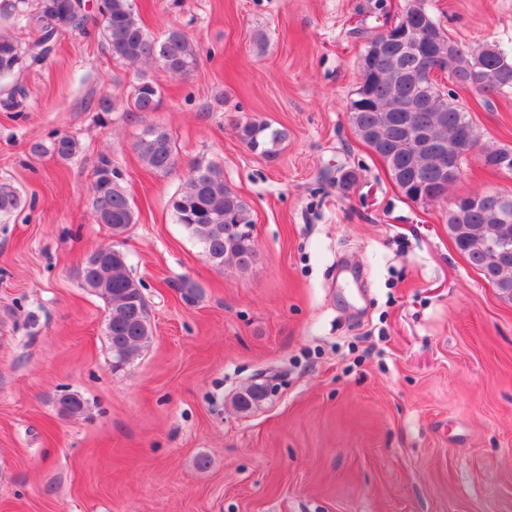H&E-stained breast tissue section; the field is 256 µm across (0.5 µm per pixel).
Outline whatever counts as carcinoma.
I'll list each match as a JSON object with an SVG mask.
<instances>
[{
    "label": "carcinoma",
    "instance_id": "obj_1",
    "mask_svg": "<svg viewBox=\"0 0 512 512\" xmlns=\"http://www.w3.org/2000/svg\"><path fill=\"white\" fill-rule=\"evenodd\" d=\"M70 0H36L27 7L26 0H15L11 14L16 22L36 34L34 41L21 47L8 36L0 35V81L12 77L19 69L45 62L58 40L70 31H84L88 26L86 3L78 4L70 15ZM425 14L428 23L418 30L422 43L437 40L450 45L458 73V86L484 99L512 91V51L496 43L471 47L451 38L427 7L407 13L409 25L414 16ZM99 33L110 56L128 64H158L173 76L191 74L198 64L197 48L180 27L171 26L162 37L150 35L136 9L135 0H99ZM420 50L405 48L395 56L384 54L374 60L372 68L361 72V79L350 103L348 120L355 134L387 165L391 179L401 194L412 202L448 199L451 185L438 176L441 157L455 154L459 138L465 137L480 146L482 165L493 168L497 155L507 147L481 142V135L468 117L466 107L449 100L438 82L424 86L407 80L420 69ZM24 90L15 85L0 98V109L20 107ZM161 97L159 86L147 72L140 71L130 101L129 112H152ZM237 138L252 152L273 158L287 139L288 131L272 127L263 120H244L234 126ZM79 151L78 142L68 136L56 137L49 146L35 142L34 154L50 153L61 160ZM142 164L155 172L165 173L176 164L177 153L169 134L157 127L144 131L135 144ZM462 218L448 216V235L469 264L492 284L502 297L512 300V254L495 259L489 244L503 233L512 237V223L502 224L492 199L474 201L460 195ZM21 197L9 183H0V212L9 214L20 207ZM176 221L202 247L204 257L220 268L233 264L245 271L256 258L252 237L251 209L248 203L224 184V170L215 163L198 164L190 169L184 188L171 201ZM90 209L95 221L107 225L112 233H123L135 223V211L129 194L121 183V174L111 159L102 155L95 167ZM83 287L95 278L108 284L97 295L108 306L105 328L112 367L121 369L145 346L152 330L142 285L129 266L127 255L112 250V263L102 264L84 273ZM268 383L254 382L238 392L235 407L248 412L269 397ZM58 405L69 416L84 412L85 401L73 394L64 395Z\"/></svg>",
    "mask_w": 512,
    "mask_h": 512
}]
</instances>
